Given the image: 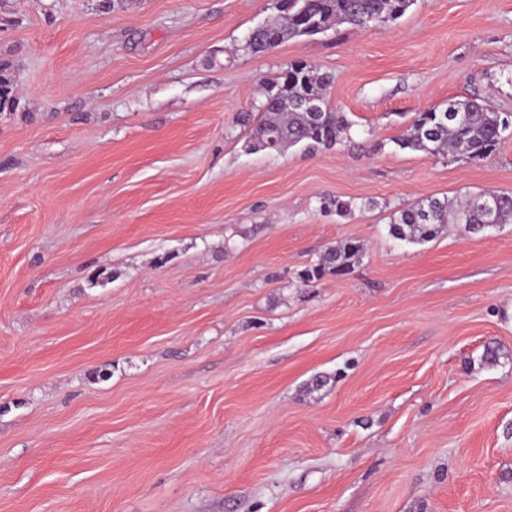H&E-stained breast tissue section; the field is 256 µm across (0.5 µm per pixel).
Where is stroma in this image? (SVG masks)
<instances>
[{"instance_id":"stroma-1","label":"stroma","mask_w":512,"mask_h":512,"mask_svg":"<svg viewBox=\"0 0 512 512\" xmlns=\"http://www.w3.org/2000/svg\"><path fill=\"white\" fill-rule=\"evenodd\" d=\"M277 7L0 0V512H512V223L388 233L512 192V140L396 143L451 97L512 112V0L252 52ZM295 61L350 129L252 149ZM350 238L349 274L300 281ZM512 220V194L483 191L470 194L462 201L429 197L401 210L389 225V234L407 242L435 238L444 224H464L467 232L484 233L487 229Z\"/></svg>"}]
</instances>
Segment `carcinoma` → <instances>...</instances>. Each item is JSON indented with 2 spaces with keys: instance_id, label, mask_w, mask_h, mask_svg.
Wrapping results in <instances>:
<instances>
[{
  "instance_id": "carcinoma-1",
  "label": "carcinoma",
  "mask_w": 512,
  "mask_h": 512,
  "mask_svg": "<svg viewBox=\"0 0 512 512\" xmlns=\"http://www.w3.org/2000/svg\"><path fill=\"white\" fill-rule=\"evenodd\" d=\"M413 0H300L306 19L290 11L253 30L247 46L254 53H267L282 42L310 36L347 24L358 28L386 25L400 18ZM333 78L311 65L291 63L283 71L276 89L268 92L263 115L255 127L251 146L260 150H282L298 144L310 148H332L348 129L345 115L329 102L327 89ZM319 107L312 115L304 102ZM512 137V113L500 112L478 98H450L444 104L418 113L396 138L398 145L431 156L483 159ZM512 221V194L483 191L461 201L429 197L401 210L389 225V234L407 242L435 238L446 224H462L479 234ZM363 247L348 239L328 248L319 262L305 268L300 280L309 284L327 272L349 273L359 261Z\"/></svg>"
}]
</instances>
